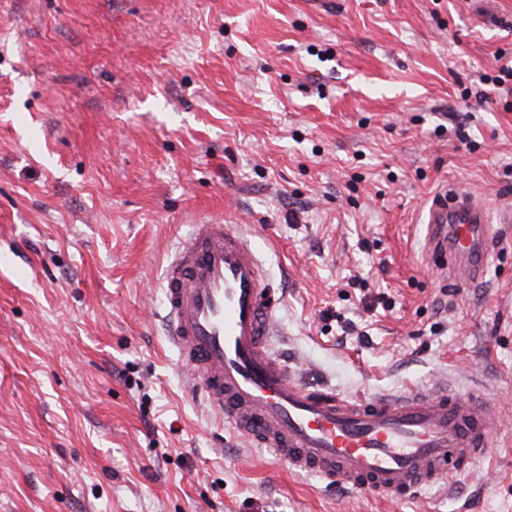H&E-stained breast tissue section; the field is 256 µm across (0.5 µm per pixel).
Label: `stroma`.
<instances>
[{"label":"stroma","mask_w":512,"mask_h":512,"mask_svg":"<svg viewBox=\"0 0 512 512\" xmlns=\"http://www.w3.org/2000/svg\"><path fill=\"white\" fill-rule=\"evenodd\" d=\"M509 60L512 0H0V512H512ZM455 187L496 233L476 286L424 251ZM213 218L298 377L479 392L495 456L382 498L215 422L163 303Z\"/></svg>","instance_id":"1"}]
</instances>
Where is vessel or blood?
<instances>
[{"mask_svg": "<svg viewBox=\"0 0 512 512\" xmlns=\"http://www.w3.org/2000/svg\"><path fill=\"white\" fill-rule=\"evenodd\" d=\"M426 248L444 277L482 280L496 246L487 206L466 192L429 206ZM169 333L218 420L295 472L379 497L440 484L489 455L495 409L447 388L348 398L299 381L269 347L275 310L262 263L228 225H195L165 267Z\"/></svg>", "mask_w": 512, "mask_h": 512, "instance_id": "1", "label": "vessel or blood"}]
</instances>
